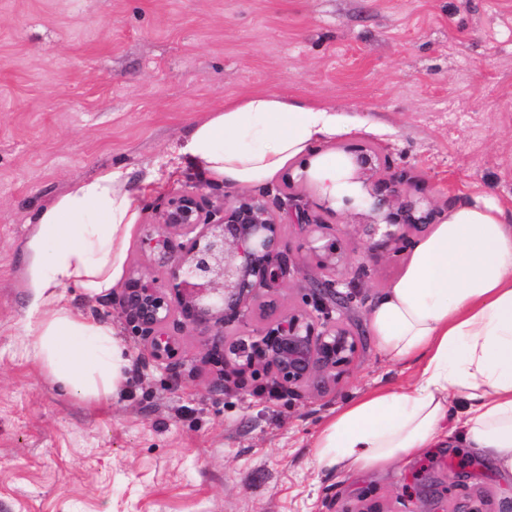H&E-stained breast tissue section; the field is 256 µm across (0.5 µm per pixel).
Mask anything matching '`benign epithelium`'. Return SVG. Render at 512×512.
<instances>
[{"instance_id": "7a95c632", "label": "benign epithelium", "mask_w": 512, "mask_h": 512, "mask_svg": "<svg viewBox=\"0 0 512 512\" xmlns=\"http://www.w3.org/2000/svg\"><path fill=\"white\" fill-rule=\"evenodd\" d=\"M350 164L372 185V222L363 225V258L385 255L395 261L403 243L424 233L438 218L436 206L422 203L406 175L383 173L372 147L346 148ZM293 179L271 199L241 193L227 203L198 186L169 194L156 207L143 240L150 271H132L112 293L131 336H138L158 365L173 368L178 343L170 332L204 327L213 332L208 357L218 367L263 373L277 397L321 396L347 375L362 336L346 317L358 298L346 284L348 252L337 236L292 193ZM292 224L318 256L319 272L304 277L302 305L283 313L263 291L301 274L282 249V226ZM252 312L256 338L224 341V330Z\"/></svg>"}]
</instances>
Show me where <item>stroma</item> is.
Returning a JSON list of instances; mask_svg holds the SVG:
<instances>
[{
	"label": "stroma",
	"mask_w": 512,
	"mask_h": 512,
	"mask_svg": "<svg viewBox=\"0 0 512 512\" xmlns=\"http://www.w3.org/2000/svg\"><path fill=\"white\" fill-rule=\"evenodd\" d=\"M255 92L361 122L324 153L376 148L448 211L488 194L512 209V0H0V512H512V480L448 445L381 471L318 466L312 443L338 409L418 366L367 335L371 303L407 260L363 261L362 182L325 194L290 162L302 203L352 249L346 278L364 331L347 378L320 398L272 399L265 377L211 385V341L180 329L175 370L156 365L107 300L67 289L111 323L132 366L107 402L81 399L27 352L23 244L38 207L121 168L140 191L125 270L148 267L143 225L200 183L179 161L194 124ZM172 168L160 184L150 170Z\"/></svg>",
	"instance_id": "stroma-1"
}]
</instances>
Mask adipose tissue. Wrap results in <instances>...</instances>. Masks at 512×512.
I'll return each mask as SVG.
<instances>
[{"label": "adipose tissue", "instance_id": "obj_1", "mask_svg": "<svg viewBox=\"0 0 512 512\" xmlns=\"http://www.w3.org/2000/svg\"><path fill=\"white\" fill-rule=\"evenodd\" d=\"M348 130L329 108L254 94L209 112L178 153L225 186L259 188ZM139 214L122 169H105L38 209L25 245L31 302L23 333L35 360L84 398L117 393L129 361L111 325L72 307L65 291L108 294ZM368 326L387 357L419 364L418 377L341 408L314 443L318 464L385 468L446 444L453 421L464 448L512 476V214L494 202L450 209L413 243L403 273L371 306Z\"/></svg>", "mask_w": 512, "mask_h": 512}]
</instances>
